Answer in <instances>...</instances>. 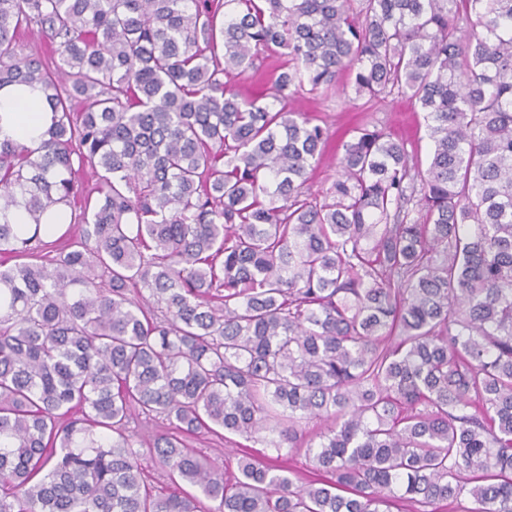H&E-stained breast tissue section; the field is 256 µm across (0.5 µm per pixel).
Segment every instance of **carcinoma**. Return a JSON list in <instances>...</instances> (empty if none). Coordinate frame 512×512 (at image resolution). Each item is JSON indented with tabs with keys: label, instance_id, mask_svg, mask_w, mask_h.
I'll list each match as a JSON object with an SVG mask.
<instances>
[{
	"label": "carcinoma",
	"instance_id": "carcinoma-1",
	"mask_svg": "<svg viewBox=\"0 0 512 512\" xmlns=\"http://www.w3.org/2000/svg\"><path fill=\"white\" fill-rule=\"evenodd\" d=\"M278 48L267 93L224 82ZM345 75L431 160L356 127L320 199L332 134L288 103ZM9 84L53 120L0 142V512H512V0H0ZM222 430L310 474L245 447L229 479L190 446ZM66 206H60L56 209L52 221H42L39 235L41 238H52L66 228L71 222V213Z\"/></svg>",
	"mask_w": 512,
	"mask_h": 512
}]
</instances>
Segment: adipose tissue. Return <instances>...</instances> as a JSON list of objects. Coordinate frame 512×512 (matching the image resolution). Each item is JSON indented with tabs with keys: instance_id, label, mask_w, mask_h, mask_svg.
Here are the masks:
<instances>
[{
	"instance_id": "adipose-tissue-1",
	"label": "adipose tissue",
	"mask_w": 512,
	"mask_h": 512,
	"mask_svg": "<svg viewBox=\"0 0 512 512\" xmlns=\"http://www.w3.org/2000/svg\"><path fill=\"white\" fill-rule=\"evenodd\" d=\"M52 123L39 88L7 85L0 88V141L12 140L39 148Z\"/></svg>"
}]
</instances>
